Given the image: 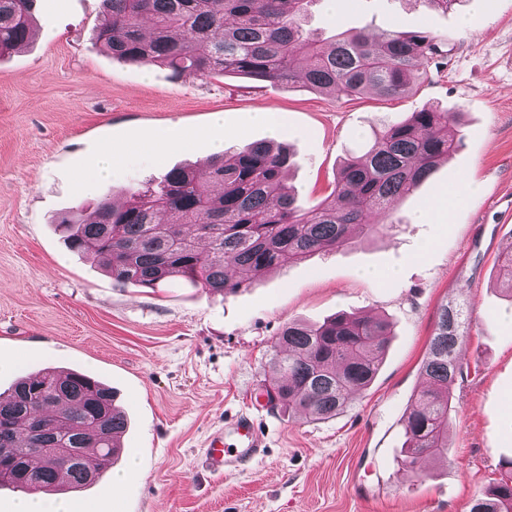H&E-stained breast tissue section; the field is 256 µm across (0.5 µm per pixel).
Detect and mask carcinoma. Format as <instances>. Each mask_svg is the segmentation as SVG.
<instances>
[{
  "label": "carcinoma",
  "mask_w": 512,
  "mask_h": 512,
  "mask_svg": "<svg viewBox=\"0 0 512 512\" xmlns=\"http://www.w3.org/2000/svg\"><path fill=\"white\" fill-rule=\"evenodd\" d=\"M34 0H0V55L32 36ZM96 42L113 57L159 65L172 76H242L291 84L300 77L323 93L383 97L407 94L448 58V39L421 31L347 30L332 39L306 29L314 0H102ZM460 112L426 106L399 121L378 120L366 150L343 161L331 200L302 208L284 183L292 154L267 141L177 167L131 192L122 205L70 211L57 228L70 252L93 256L119 286L154 289L179 278L209 293L233 295L246 279L285 261L329 254L354 232L386 234L401 223L393 202L415 192L458 147L450 126ZM469 328L464 304L441 305L420 365L422 385L403 416L401 464L448 460L450 385L462 374ZM387 320L335 314L320 324L284 327L268 364L267 395L280 409L329 418L366 390L388 346ZM128 417L106 383L82 372L46 367L0 395V448H12L38 492L76 490L117 460ZM71 448L66 462L50 452ZM96 469L85 465L88 452ZM39 460L33 467L30 461ZM505 477L475 498L470 512H512V460Z\"/></svg>",
  "instance_id": "obj_1"
}]
</instances>
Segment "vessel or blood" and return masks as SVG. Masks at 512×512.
<instances>
[{
    "label": "vessel or blood",
    "instance_id": "vessel-or-blood-1",
    "mask_svg": "<svg viewBox=\"0 0 512 512\" xmlns=\"http://www.w3.org/2000/svg\"><path fill=\"white\" fill-rule=\"evenodd\" d=\"M265 436L248 413L242 412L211 432L201 452L210 474L221 476L239 460L254 457L263 448Z\"/></svg>",
    "mask_w": 512,
    "mask_h": 512
}]
</instances>
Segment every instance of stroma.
Listing matches in <instances>:
<instances>
[{"label":"stroma","instance_id":"stroma-1","mask_svg":"<svg viewBox=\"0 0 512 512\" xmlns=\"http://www.w3.org/2000/svg\"><path fill=\"white\" fill-rule=\"evenodd\" d=\"M34 16L30 44L0 56V392L47 366L112 386L129 419L124 452L102 480L70 493L77 512H469L512 456V298L500 286V257L512 246V0L449 10L348 0L339 22L314 0L304 26L326 38L365 24L447 38V67L398 98L235 76L175 81L166 68L95 46L101 0H36ZM432 104L462 113L461 145L395 203L400 225L284 263L228 297L177 280L117 286L55 228L73 206L202 162L215 115L226 150L269 138L253 119L261 106L276 110V137L293 153L285 181L307 207L331 192L347 156L363 153L376 118ZM107 143L117 162L105 180L97 158ZM452 186L463 192L447 217L423 219ZM450 300L470 316L463 375L451 389L448 459L421 461L420 478L400 465L402 415ZM339 312L388 320L374 382L332 418L271 409L265 372L280 331ZM240 412L255 418L266 446L212 476L201 446Z\"/></svg>","mask_w":512,"mask_h":512}]
</instances>
